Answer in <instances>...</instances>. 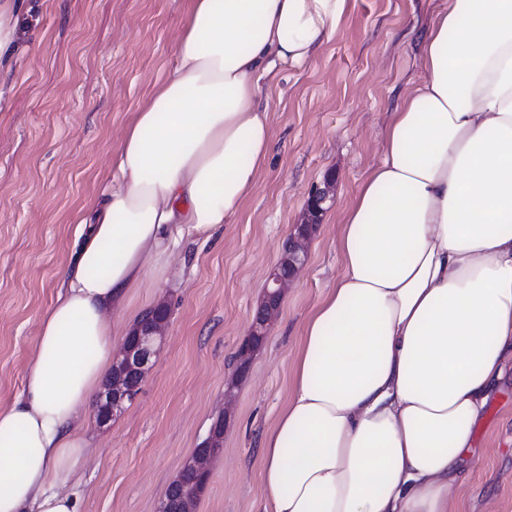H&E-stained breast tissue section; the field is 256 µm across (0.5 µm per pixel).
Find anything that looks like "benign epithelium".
Masks as SVG:
<instances>
[{"mask_svg": "<svg viewBox=\"0 0 512 512\" xmlns=\"http://www.w3.org/2000/svg\"><path fill=\"white\" fill-rule=\"evenodd\" d=\"M333 198V184L328 181L323 188L311 194L306 205V220L294 226L293 232L285 240L280 259L265 286L262 300L255 310L249 326L247 338L238 353V370L246 371L250 358L257 348L256 339L264 338L266 325L280 311L285 288L297 276L307 260L305 244L312 230L319 223L324 204ZM169 312L164 303L148 309L128 331L119 350L113 355L112 375L103 384L96 406L97 422L104 426L114 412L134 398L141 383L152 368L151 359L156 354L155 344L165 335ZM224 447V416L220 415L213 423L208 437L183 465V472L190 483H205L209 479V463L220 455ZM196 498L179 497L162 499L160 512H194Z\"/></svg>", "mask_w": 512, "mask_h": 512, "instance_id": "7a95c632", "label": "benign epithelium"}]
</instances>
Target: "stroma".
Returning <instances> with one entry per match:
<instances>
[{
	"label": "stroma",
	"mask_w": 512,
	"mask_h": 512,
	"mask_svg": "<svg viewBox=\"0 0 512 512\" xmlns=\"http://www.w3.org/2000/svg\"><path fill=\"white\" fill-rule=\"evenodd\" d=\"M448 0H347L335 37L309 65L280 71L265 104L266 165L233 223L164 257L113 309L126 335L144 310L171 308L139 395L89 442L66 490L78 512H157L168 485L224 420V449L196 512H264L260 443L283 408L305 321L342 273L344 211L382 158L383 131L425 78L424 39ZM189 0H25L13 67L0 73V409L22 389L40 314L74 255L77 217L111 184L124 129L177 63ZM334 204L307 243L249 368L236 355L282 245L309 195ZM479 465L464 512H512V362L475 430Z\"/></svg>",
	"instance_id": "1"
}]
</instances>
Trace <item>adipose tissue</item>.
Returning <instances> with one entry per match:
<instances>
[{"label":"adipose tissue","instance_id":"ef3b65f1","mask_svg":"<svg viewBox=\"0 0 512 512\" xmlns=\"http://www.w3.org/2000/svg\"><path fill=\"white\" fill-rule=\"evenodd\" d=\"M345 5L190 0L178 64L126 127L0 409V512H77L63 488L112 364V309L172 246L232 222L271 146L263 81L310 64ZM422 64L344 213L343 273L306 320L262 440L264 512H461L475 427L512 354V0H448Z\"/></svg>","mask_w":512,"mask_h":512}]
</instances>
